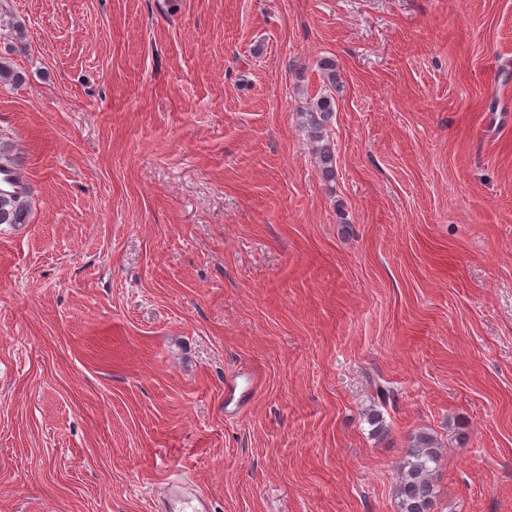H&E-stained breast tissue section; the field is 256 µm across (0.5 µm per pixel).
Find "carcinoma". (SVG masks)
I'll return each instance as SVG.
<instances>
[{
  "label": "carcinoma",
  "instance_id": "cac0c4a2",
  "mask_svg": "<svg viewBox=\"0 0 512 512\" xmlns=\"http://www.w3.org/2000/svg\"><path fill=\"white\" fill-rule=\"evenodd\" d=\"M334 101L329 95L318 98L312 108L300 113L301 125L316 144V154L324 175H334L335 157L329 141ZM28 191L19 181L0 192V224H22L27 216ZM439 454L435 439L426 432L411 437L398 468L396 496L399 512H431L435 504L433 476Z\"/></svg>",
  "mask_w": 512,
  "mask_h": 512
}]
</instances>
